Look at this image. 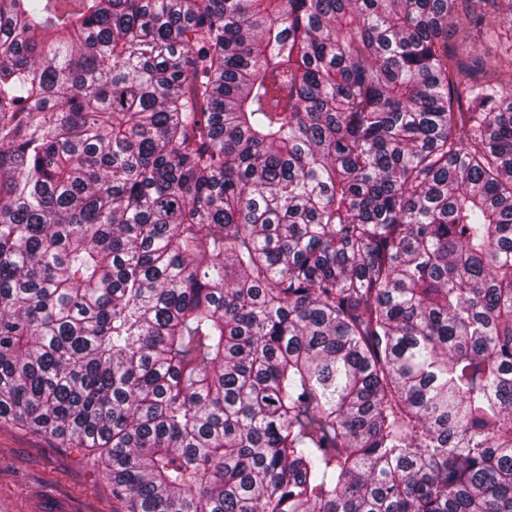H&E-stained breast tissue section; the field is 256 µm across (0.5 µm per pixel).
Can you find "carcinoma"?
Here are the masks:
<instances>
[{"instance_id":"obj_1","label":"carcinoma","mask_w":512,"mask_h":512,"mask_svg":"<svg viewBox=\"0 0 512 512\" xmlns=\"http://www.w3.org/2000/svg\"><path fill=\"white\" fill-rule=\"evenodd\" d=\"M0 421L127 512H512V0H0Z\"/></svg>"}]
</instances>
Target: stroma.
<instances>
[{"mask_svg":"<svg viewBox=\"0 0 512 512\" xmlns=\"http://www.w3.org/2000/svg\"><path fill=\"white\" fill-rule=\"evenodd\" d=\"M0 512H126L93 456L0 422Z\"/></svg>","mask_w":512,"mask_h":512,"instance_id":"1","label":"stroma"}]
</instances>
